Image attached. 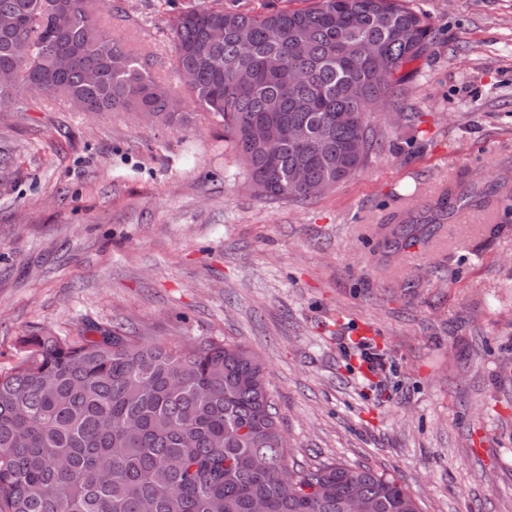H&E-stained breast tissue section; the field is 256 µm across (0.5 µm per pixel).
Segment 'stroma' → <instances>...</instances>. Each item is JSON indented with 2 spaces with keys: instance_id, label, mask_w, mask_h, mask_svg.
I'll list each match as a JSON object with an SVG mask.
<instances>
[{
  "instance_id": "obj_1",
  "label": "stroma",
  "mask_w": 512,
  "mask_h": 512,
  "mask_svg": "<svg viewBox=\"0 0 512 512\" xmlns=\"http://www.w3.org/2000/svg\"><path fill=\"white\" fill-rule=\"evenodd\" d=\"M99 0L101 27L192 115L28 98L0 114V372L20 339L122 325L226 340L270 372L288 463L394 475L423 512H512V198L442 217L389 257L372 226L512 176V0H413L433 44L370 164L302 203L257 198L173 68L175 15Z\"/></svg>"
}]
</instances>
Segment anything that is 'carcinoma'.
<instances>
[{
  "instance_id": "carcinoma-1",
  "label": "carcinoma",
  "mask_w": 512,
  "mask_h": 512,
  "mask_svg": "<svg viewBox=\"0 0 512 512\" xmlns=\"http://www.w3.org/2000/svg\"><path fill=\"white\" fill-rule=\"evenodd\" d=\"M70 15L64 34L52 5ZM92 0H0L19 20L0 30V112L27 97L69 100L79 112H144L183 124L179 100L147 64L94 20ZM224 30L212 42L206 34ZM174 69L192 99L224 129L257 197L294 202L332 190L371 161L380 130L372 105L398 107L433 30L409 0H313L252 13L222 6L181 12L171 25ZM377 53L368 58L365 46ZM69 53L58 73L54 56ZM94 66L99 80L84 82ZM305 132L298 148L288 128ZM277 138L271 159L265 141ZM307 172L298 185L291 174ZM473 195L445 192L438 208ZM411 213L379 228L395 250L424 240ZM24 356L0 373V512H344L358 488L372 512H422L393 475L341 462L288 466L265 367L243 346L144 343L114 327L88 336H29Z\"/></svg>"
}]
</instances>
